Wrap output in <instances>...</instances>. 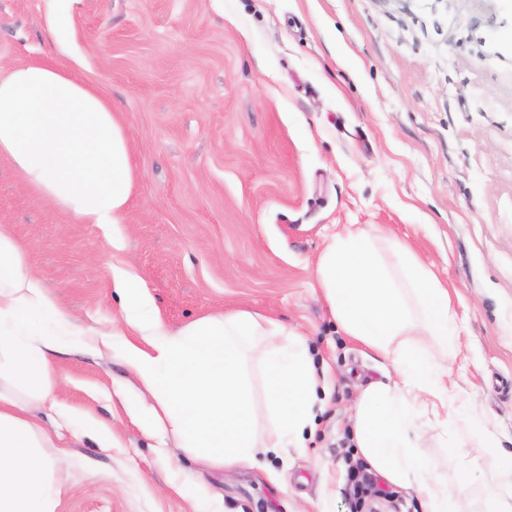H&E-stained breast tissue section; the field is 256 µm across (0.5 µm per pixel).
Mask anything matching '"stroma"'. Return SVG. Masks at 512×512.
<instances>
[{"label": "stroma", "instance_id": "35a3bbf8", "mask_svg": "<svg viewBox=\"0 0 512 512\" xmlns=\"http://www.w3.org/2000/svg\"><path fill=\"white\" fill-rule=\"evenodd\" d=\"M59 24L66 52L50 53ZM36 59L110 100L132 151L121 224H81L0 160V224L73 315L111 325V267L134 272L178 330L249 310L301 332L329 367L303 452L211 467L145 434L110 394L117 356H60L64 405L107 422L112 447L63 427L56 512H189L191 480L224 512H355L361 391L393 367L337 326L315 286L353 224L408 245L448 286L459 323L448 422L415 445L462 512L484 489L450 466L466 408L512 453V0H0V73Z\"/></svg>", "mask_w": 512, "mask_h": 512}]
</instances>
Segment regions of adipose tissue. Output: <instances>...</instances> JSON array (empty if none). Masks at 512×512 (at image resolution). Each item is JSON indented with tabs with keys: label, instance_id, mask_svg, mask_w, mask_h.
<instances>
[{
	"label": "adipose tissue",
	"instance_id": "adipose-tissue-1",
	"mask_svg": "<svg viewBox=\"0 0 512 512\" xmlns=\"http://www.w3.org/2000/svg\"><path fill=\"white\" fill-rule=\"evenodd\" d=\"M38 199L82 224H119L133 186L128 142L111 104L92 86L45 62L21 61L0 73V159ZM316 281L340 329L391 361L392 383L359 398L358 449L390 485L413 492L420 512H459L447 477L412 446L421 414L439 415L448 398V359L457 350L448 288L405 244L367 229L336 233ZM123 321L86 326L49 293L29 249L0 225V512H54L57 467L69 452L42 409L68 417L55 397L58 360L70 349L117 352L141 384L149 428L169 432L182 452L213 467L258 464L305 446L321 385L296 330L237 310L172 331L140 279L113 270ZM143 339L128 342L125 332ZM428 336L430 352L415 339ZM263 377V403L247 378ZM458 466L486 477L485 512H512V456L490 431L473 434Z\"/></svg>",
	"mask_w": 512,
	"mask_h": 512
}]
</instances>
